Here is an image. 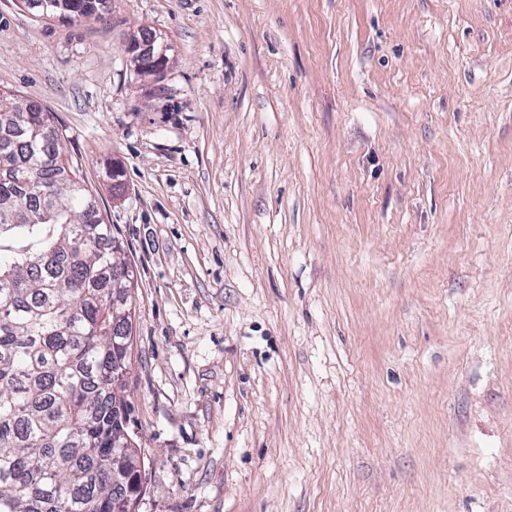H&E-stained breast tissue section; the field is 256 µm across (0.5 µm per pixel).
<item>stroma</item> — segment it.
<instances>
[{
	"instance_id": "stroma-1",
	"label": "stroma",
	"mask_w": 512,
	"mask_h": 512,
	"mask_svg": "<svg viewBox=\"0 0 512 512\" xmlns=\"http://www.w3.org/2000/svg\"><path fill=\"white\" fill-rule=\"evenodd\" d=\"M107 9L0 0V90L137 274L136 512H512V0ZM126 49L130 66L141 76L159 78L170 62L171 45L156 32L141 30L138 35L133 34Z\"/></svg>"
}]
</instances>
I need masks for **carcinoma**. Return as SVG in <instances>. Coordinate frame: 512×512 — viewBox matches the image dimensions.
<instances>
[{
	"mask_svg": "<svg viewBox=\"0 0 512 512\" xmlns=\"http://www.w3.org/2000/svg\"><path fill=\"white\" fill-rule=\"evenodd\" d=\"M112 240L50 113L0 93V512H128Z\"/></svg>",
	"mask_w": 512,
	"mask_h": 512,
	"instance_id": "obj_1",
	"label": "carcinoma"
}]
</instances>
